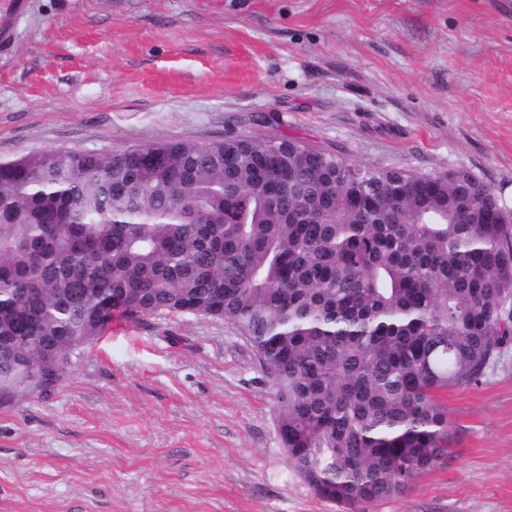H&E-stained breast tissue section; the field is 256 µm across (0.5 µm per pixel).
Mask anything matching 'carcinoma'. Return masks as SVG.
<instances>
[{"label":"carcinoma","instance_id":"1","mask_svg":"<svg viewBox=\"0 0 512 512\" xmlns=\"http://www.w3.org/2000/svg\"><path fill=\"white\" fill-rule=\"evenodd\" d=\"M188 309L254 348L314 494L371 512L448 458L445 396L512 345V212L464 167L256 135L0 161V390Z\"/></svg>","mask_w":512,"mask_h":512}]
</instances>
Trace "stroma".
I'll list each match as a JSON object with an SVG mask.
<instances>
[{"mask_svg": "<svg viewBox=\"0 0 512 512\" xmlns=\"http://www.w3.org/2000/svg\"><path fill=\"white\" fill-rule=\"evenodd\" d=\"M258 134L464 167L512 207V0H0V159ZM447 461L377 512H512V347ZM0 512H342L293 470L227 321L119 319L0 403Z\"/></svg>", "mask_w": 512, "mask_h": 512, "instance_id": "35a3bbf8", "label": "stroma"}]
</instances>
